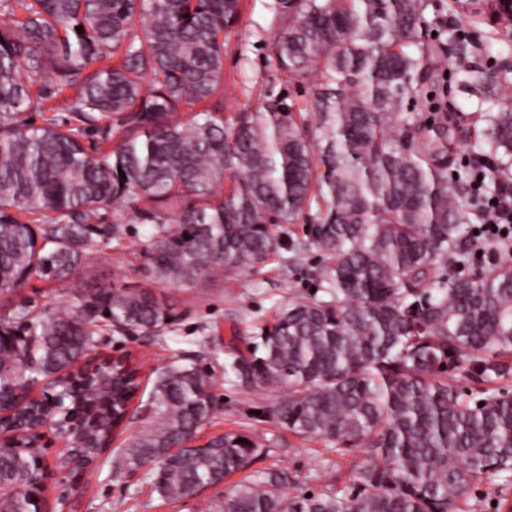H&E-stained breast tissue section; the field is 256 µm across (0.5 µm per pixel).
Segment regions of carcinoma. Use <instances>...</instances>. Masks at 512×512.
Here are the masks:
<instances>
[{"instance_id": "cac0c4a2", "label": "carcinoma", "mask_w": 512, "mask_h": 512, "mask_svg": "<svg viewBox=\"0 0 512 512\" xmlns=\"http://www.w3.org/2000/svg\"><path fill=\"white\" fill-rule=\"evenodd\" d=\"M429 0H275L279 68L307 84L313 122L268 93L224 116V39L240 0H0V412L38 383L88 366L94 328L160 332L155 285L211 288L283 250L272 229L316 199L305 239L330 265L224 353V381L281 388L276 423L341 453L361 449L355 490L286 496L257 471L224 512H458L483 479L512 480V258L484 266L475 234L512 174V78L472 64L473 42L432 31ZM82 27L77 32L76 27ZM481 100L467 152L436 95L441 56ZM185 107L195 111L180 116ZM38 112L41 124L22 119ZM232 178L229 192L224 179ZM153 225L140 288L89 272L95 237L121 236L116 205ZM75 290L61 310L13 304L30 280ZM214 374L160 368L144 426L123 449L179 500L250 467L264 445L224 433L195 444L216 410ZM141 388L127 357L66 383L62 415L83 458L109 443ZM242 442H237V439ZM43 467L0 451V512H39Z\"/></svg>"}]
</instances>
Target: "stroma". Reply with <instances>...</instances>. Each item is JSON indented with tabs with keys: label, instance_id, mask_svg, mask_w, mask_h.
Listing matches in <instances>:
<instances>
[{
	"label": "stroma",
	"instance_id": "35a3bbf8",
	"mask_svg": "<svg viewBox=\"0 0 512 512\" xmlns=\"http://www.w3.org/2000/svg\"><path fill=\"white\" fill-rule=\"evenodd\" d=\"M273 0H241L238 25L224 46V111H256L261 96L281 93L296 100L293 87L271 54L281 23L272 9ZM434 16L463 30H477L490 37L492 53L475 54L474 62L491 73L512 69V21H498L490 14L489 0H437ZM121 239L97 240L87 255L100 282L107 288H132L143 282L141 242L151 225L130 219ZM310 250L297 265L282 257L272 258L261 271L227 276L221 286L207 289L160 287L159 292L175 316L171 326L157 336L121 337L110 327H99L96 337L104 354L131 355L142 375L166 364L178 354L222 374L224 353L232 336L252 335L255 327L269 321L288 297L313 291L311 269L321 266ZM218 409L201 430V439L231 431L266 435L269 448L255 462V469L279 467L288 471L295 486L307 493L333 488L350 489L363 455L333 451L320 439L300 438L279 427L265 415L276 392L244 390L221 382L215 387ZM124 436L112 439L108 450L82 475L67 482L49 479L45 512H222L227 483L204 489L195 496L172 501L161 497L144 471L129 472L122 465ZM459 512H512V481L488 479L465 495Z\"/></svg>",
	"mask_w": 512,
	"mask_h": 512
}]
</instances>
